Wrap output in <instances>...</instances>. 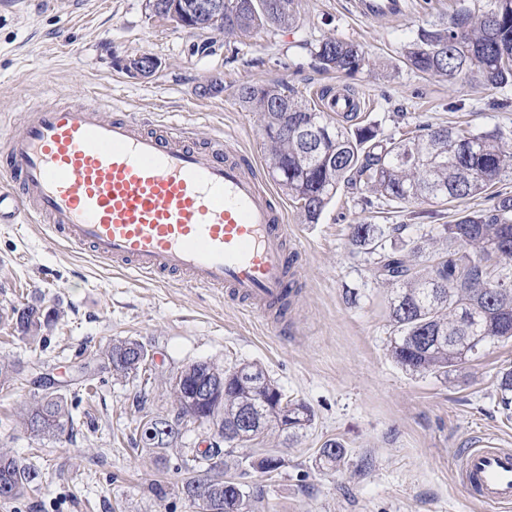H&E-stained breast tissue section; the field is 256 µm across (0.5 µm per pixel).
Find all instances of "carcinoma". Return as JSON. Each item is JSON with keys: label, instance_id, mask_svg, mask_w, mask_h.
I'll return each instance as SVG.
<instances>
[{"label": "carcinoma", "instance_id": "cac0c4a2", "mask_svg": "<svg viewBox=\"0 0 512 512\" xmlns=\"http://www.w3.org/2000/svg\"><path fill=\"white\" fill-rule=\"evenodd\" d=\"M235 17L232 33L247 37L261 28L282 27L296 18L297 0H225ZM320 68L353 76L369 58L361 47L326 37L312 51ZM402 63L413 71L441 77L454 85L475 76L490 88L512 84V0H485L464 8L408 42ZM245 108L259 112L283 130L277 146L278 167L270 174L285 194L300 205L304 223H318L339 188L364 187L389 203L420 199L453 201L487 191L512 176V146L499 132L420 123L403 138L381 139L372 126L356 127L359 113L333 118L310 108L285 84L239 85ZM492 203L453 224H437L411 248L398 244L404 224H354L349 235L352 256H365L375 280L394 287L390 302L394 361L412 373L448 379L490 345L512 338V196L490 195ZM54 319L37 305L13 310L11 321L24 336L36 337ZM150 361L135 339L116 340L101 352L100 370L120 377L136 376ZM224 381V403H198L189 409L172 391L173 411L151 418L141 440L150 449L171 447L189 423L207 425L222 441L251 447L276 429L289 440L314 421L307 404L286 396L256 363L216 368ZM200 378L197 364L179 371L180 389H192ZM41 394L23 414L35 436L56 435L73 423L68 401L47 378ZM498 405L512 410V367L499 372ZM169 432L147 434L150 424ZM345 446L328 440L318 449L321 467L345 464ZM270 475L285 465L272 452L252 453L238 462ZM204 466L214 476L191 475ZM232 466L219 442L183 460L188 476L182 490L198 512H246L243 484L226 474ZM42 480L35 465L0 452V498L18 500Z\"/></svg>", "mask_w": 512, "mask_h": 512}]
</instances>
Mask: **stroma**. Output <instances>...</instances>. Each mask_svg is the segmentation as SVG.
I'll list each match as a JSON object with an SVG mask.
<instances>
[{
    "label": "stroma",
    "mask_w": 512,
    "mask_h": 512,
    "mask_svg": "<svg viewBox=\"0 0 512 512\" xmlns=\"http://www.w3.org/2000/svg\"><path fill=\"white\" fill-rule=\"evenodd\" d=\"M355 0H299L295 21L248 37L198 33L152 16L146 0H0V134L31 107L78 104L104 116L173 112L199 144L236 139L264 162L262 120L236 97L238 86L284 83L309 105L322 91L356 92L362 123L400 137L425 117L442 125L498 130L512 138V85L488 90L473 78L454 86L401 62L405 44L474 0H400L398 17L365 19ZM335 36L354 42L369 63L347 77L319 69L312 48ZM149 54L161 67L149 81L130 78L120 58ZM222 90H208L211 81ZM360 190L339 189L315 224L285 200L302 257V284L279 333L227 303L223 294L112 268L51 238L42 224H0V359L21 373L0 387V449L40 466L48 478L0 512H195L178 471L191 449L206 447L205 427L188 425L176 445L150 450L141 424L170 412L168 380L195 362L263 367L288 395L315 412L297 441L278 431L264 448L285 460L278 473L241 478L248 512H499L468 498L457 481L458 449L492 439L512 447V419L498 407L497 374L512 366V340L492 345L450 380L415 374L390 355V286L352 256L354 224H402L413 244L432 223L451 224L484 208L465 200L363 208ZM356 303L345 300L346 289ZM53 308L56 323L30 343L13 328V309ZM133 338L152 362L133 379L99 375L96 392L77 398V378L112 341ZM42 377L70 383L74 433L37 437L20 412ZM340 440L344 466H318L322 444Z\"/></svg>",
    "instance_id": "stroma-1"
}]
</instances>
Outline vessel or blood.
<instances>
[{"mask_svg": "<svg viewBox=\"0 0 512 512\" xmlns=\"http://www.w3.org/2000/svg\"><path fill=\"white\" fill-rule=\"evenodd\" d=\"M0 223L45 224L113 268L223 292L264 317L288 305L301 268L294 230L255 160L233 140L198 145L190 124L93 107L30 109L0 140ZM473 501L512 507V448L461 453Z\"/></svg>", "mask_w": 512, "mask_h": 512, "instance_id": "vessel-or-blood-1", "label": "vessel or blood"}]
</instances>
